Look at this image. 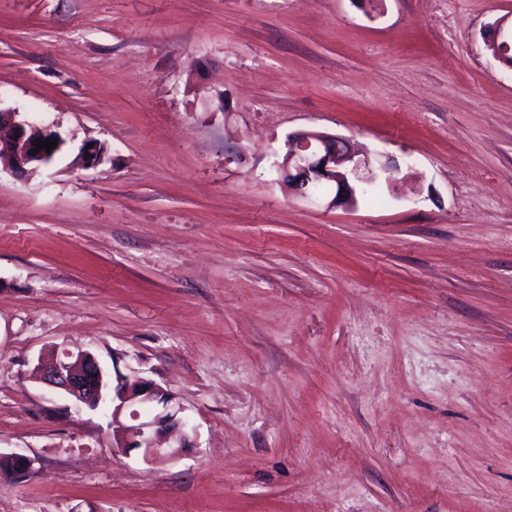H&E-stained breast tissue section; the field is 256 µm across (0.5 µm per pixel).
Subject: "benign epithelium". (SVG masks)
<instances>
[{
  "label": "benign epithelium",
  "mask_w": 512,
  "mask_h": 512,
  "mask_svg": "<svg viewBox=\"0 0 512 512\" xmlns=\"http://www.w3.org/2000/svg\"><path fill=\"white\" fill-rule=\"evenodd\" d=\"M494 59L507 62L512 48V23L501 19L491 26L485 38ZM58 140L51 152H35L33 142ZM64 140L53 125L37 126L15 109H0V147L4 166L13 175L30 166L47 165L60 153ZM102 155L101 145L83 144L77 160L85 168L96 166ZM277 167L283 180L301 198L322 202L328 208L356 207L358 196L378 187L377 172H395V161H382L356 149L335 134L311 131L288 139L286 151ZM35 379L67 395L81 407L103 409L112 420V447L125 453L143 450L153 460L172 458L181 448L194 446L196 428L184 415V409L172 393L150 379L136 374L110 373L91 351L75 346L66 348L62 357L48 366L35 365ZM134 407V423L122 421L128 407Z\"/></svg>",
  "instance_id": "7a95c632"
}]
</instances>
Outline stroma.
<instances>
[{
	"instance_id": "1",
	"label": "stroma",
	"mask_w": 512,
	"mask_h": 512,
	"mask_svg": "<svg viewBox=\"0 0 512 512\" xmlns=\"http://www.w3.org/2000/svg\"><path fill=\"white\" fill-rule=\"evenodd\" d=\"M512 0H0V512H512ZM323 131L400 170L296 197ZM101 163L76 164L85 141ZM79 345L170 391L146 461L30 377ZM511 40L512 20L509 24L505 18L493 24L489 36L485 38L486 47L491 52L493 58L510 67H512V60L510 64L507 62V58L509 56V49H511ZM48 138L58 139L56 148L47 153L43 147L35 154L33 142ZM64 143L55 125L37 126L18 110L0 108V146L5 155L4 159L0 155V170L3 165L12 175H19L30 166L48 165L60 153Z\"/></svg>"
}]
</instances>
